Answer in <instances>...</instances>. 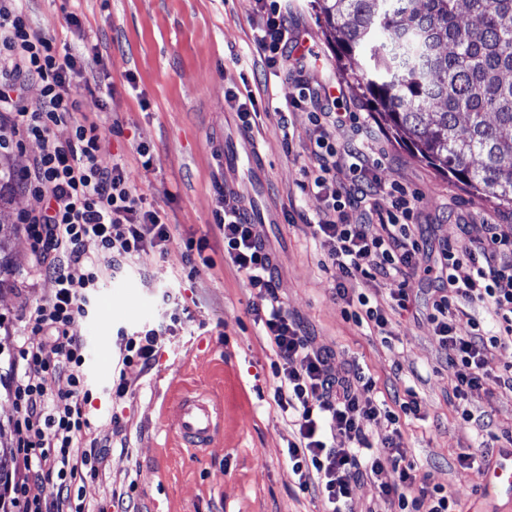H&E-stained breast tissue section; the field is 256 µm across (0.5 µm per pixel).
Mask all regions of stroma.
<instances>
[{
	"label": "stroma",
	"instance_id": "35a3bbf8",
	"mask_svg": "<svg viewBox=\"0 0 512 512\" xmlns=\"http://www.w3.org/2000/svg\"><path fill=\"white\" fill-rule=\"evenodd\" d=\"M25 7L34 25L55 27L59 51L82 52L89 62L76 94L82 115L104 133L100 163L122 158L137 192L170 224L165 249H150L96 289L82 325L91 383L86 411L105 457L98 474L83 483L90 512L127 506L133 512H328L322 496L300 490L288 463L294 428L273 398L276 354L251 313L257 292L224 260L215 217L240 199L252 207L254 234L275 254L284 307L305 327L312 348L329 350V369L341 374L354 367L373 377L376 400H418L419 416L400 418L418 481L445 488L460 512H512V493L484 497V473L459 462L469 447L499 449L496 434L512 430V393L473 390L472 419L463 421L427 317L441 250L457 237V215L471 216L470 231L479 237L485 218L512 225V209L440 176L385 130L356 85L343 79L336 42L318 24L312 0H291V39L272 69L254 49L266 20L254 0H27ZM70 12L79 26L67 24ZM305 45L317 59L300 73L295 60ZM328 83L338 87L337 110L368 119L382 142L380 208H390L389 190L396 186L423 196L415 233L424 254L409 281L412 306L388 311L386 339L344 316L335 277L324 267L326 251L307 225L323 201L299 188L311 165L306 110H295L287 130L277 126V108L299 85ZM98 84L112 88L101 110L90 94ZM231 90L255 100L250 129L226 101ZM245 135L258 148L256 158L234 162ZM142 142L154 152L147 167L137 152ZM227 181L235 192L219 193L218 184ZM190 240L206 241L211 266L186 264L182 253ZM9 252L17 273L0 290L5 448L15 445L18 412L9 387L27 330L24 314L54 293L33 266L24 231H16ZM145 328L159 331L152 368L127 366V392L115 397L111 371H98L96 362H120L127 337ZM189 389L221 411L214 440L200 451L178 436L177 406Z\"/></svg>",
	"mask_w": 512,
	"mask_h": 512
}]
</instances>
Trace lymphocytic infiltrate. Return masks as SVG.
Masks as SVG:
<instances>
[{
    "mask_svg": "<svg viewBox=\"0 0 512 512\" xmlns=\"http://www.w3.org/2000/svg\"><path fill=\"white\" fill-rule=\"evenodd\" d=\"M256 2L266 23L254 39L255 49L273 67L291 34L288 0ZM87 68L82 53L59 54L55 34L33 26L24 0H0V150L21 147L28 140L39 145L13 187L35 201L17 220L31 242L38 270L50 277L54 288L48 302L26 314L34 339L22 344V364L10 387L18 411L16 448L23 474L9 490L23 512H85L83 504L67 495L46 501L41 488L53 480L69 485L104 462L101 453L83 444L90 428L84 413L90 392L82 372L87 344L81 327L89 315L90 291L170 239L166 213L144 207L125 166L99 163V125L73 117L78 110L73 90ZM31 82L39 87L34 98L26 93ZM302 107L308 108L313 126V164L303 171L301 190L324 201L313 227L327 249L336 297L357 304L356 320L387 334L383 308L356 293L355 285L362 277L385 280L392 286L390 298L396 307L407 309L408 283L422 260L412 231L422 197L397 189L390 209L381 210L377 196L382 183L376 174L380 161L369 131L351 113L328 111L317 92L287 99L278 112L280 124H287L289 112ZM66 125L71 134L59 139L54 130ZM346 125L351 138L333 142L331 129ZM343 155L352 158L355 173L347 183L336 179ZM349 206L359 212L353 224L343 221ZM217 224L224 235L225 259L260 297L252 313L277 357L274 374L279 383L273 398L291 415L296 430L288 460L301 490L322 495L331 512H347L354 487L365 478L396 504L397 512H456L450 493L418 484L402 445L399 416L419 415L417 400L401 403L399 411L383 412L369 397L360 399V392L373 391V379L356 370L332 374L328 351L310 348L306 331L276 294L272 251L242 220L237 207L225 208ZM456 224L457 239L443 249L448 282L436 286L429 319L445 351L457 407L468 421L473 389L491 383L512 392L511 364L493 377L485 370L490 352L512 342V225L487 219L482 236L474 237L467 216H459ZM89 240L96 242L97 253L87 252ZM475 300L492 308L497 330L478 325L471 335H455L453 317L460 302ZM62 377L68 383L64 391L56 387ZM381 416L391 429L376 443L369 426ZM340 436L347 447H337Z\"/></svg>",
    "mask_w": 512,
    "mask_h": 512,
    "instance_id": "lymphocytic-infiltrate-1",
    "label": "lymphocytic infiltrate"
}]
</instances>
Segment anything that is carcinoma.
<instances>
[{"label": "carcinoma", "mask_w": 512, "mask_h": 512, "mask_svg": "<svg viewBox=\"0 0 512 512\" xmlns=\"http://www.w3.org/2000/svg\"><path fill=\"white\" fill-rule=\"evenodd\" d=\"M343 74L438 174L512 207V0H314ZM15 171L0 165V205ZM0 224V289L16 267Z\"/></svg>", "instance_id": "obj_1"}]
</instances>
